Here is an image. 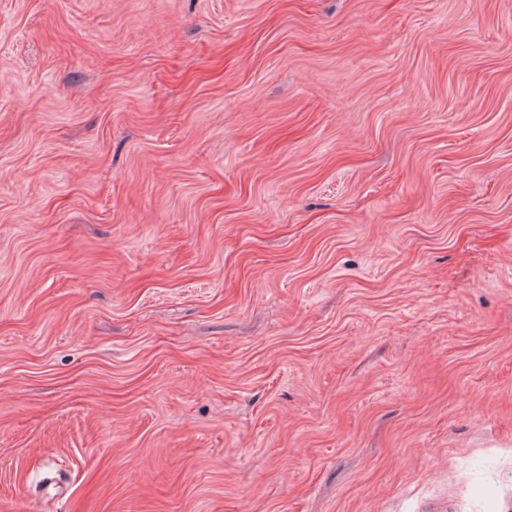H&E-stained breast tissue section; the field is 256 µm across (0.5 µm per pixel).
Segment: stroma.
Instances as JSON below:
<instances>
[{
  "instance_id": "stroma-1",
  "label": "stroma",
  "mask_w": 512,
  "mask_h": 512,
  "mask_svg": "<svg viewBox=\"0 0 512 512\" xmlns=\"http://www.w3.org/2000/svg\"><path fill=\"white\" fill-rule=\"evenodd\" d=\"M0 512H512V0H0Z\"/></svg>"
}]
</instances>
